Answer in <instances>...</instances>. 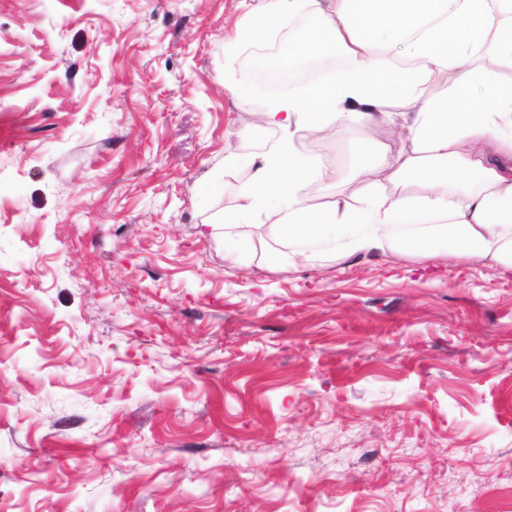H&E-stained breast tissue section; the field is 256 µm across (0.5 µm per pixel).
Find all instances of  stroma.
<instances>
[{
	"mask_svg": "<svg viewBox=\"0 0 512 512\" xmlns=\"http://www.w3.org/2000/svg\"><path fill=\"white\" fill-rule=\"evenodd\" d=\"M259 4L0 0V512H512V275L224 244Z\"/></svg>",
	"mask_w": 512,
	"mask_h": 512,
	"instance_id": "obj_1",
	"label": "stroma"
}]
</instances>
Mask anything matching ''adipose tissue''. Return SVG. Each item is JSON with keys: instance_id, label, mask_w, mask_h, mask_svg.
I'll use <instances>...</instances> for the list:
<instances>
[{"instance_id": "adipose-tissue-1", "label": "adipose tissue", "mask_w": 512, "mask_h": 512, "mask_svg": "<svg viewBox=\"0 0 512 512\" xmlns=\"http://www.w3.org/2000/svg\"><path fill=\"white\" fill-rule=\"evenodd\" d=\"M298 16L308 22L288 42L289 61L346 64L267 104L261 121L281 131L271 150L225 155V171L249 174L225 243L248 242L262 217L294 263L314 244L397 256L446 240L455 256L512 273V82L502 80L512 74V0H266L236 41L264 42ZM437 74L446 89L426 96ZM353 124L394 135L353 167L360 195L312 203L330 160L300 152L297 137Z\"/></svg>"}]
</instances>
